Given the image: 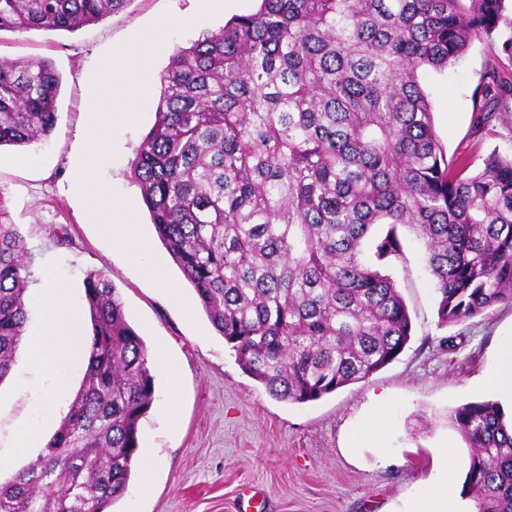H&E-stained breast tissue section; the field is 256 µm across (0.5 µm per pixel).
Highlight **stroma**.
I'll return each mask as SVG.
<instances>
[{"label": "stroma", "mask_w": 512, "mask_h": 512, "mask_svg": "<svg viewBox=\"0 0 512 512\" xmlns=\"http://www.w3.org/2000/svg\"><path fill=\"white\" fill-rule=\"evenodd\" d=\"M257 0H232L224 11L167 36L149 69L147 103L137 124L115 135L116 154L100 169L102 183L129 200L159 266L181 288V300L153 283L99 230L68 179L84 154L92 114V81L103 59L163 15H198L199 0H128L126 6L75 32L2 31L0 63L50 61L61 77L58 120L48 139L0 148V201L26 247L37 284L49 270L82 325H89L84 282L100 272L115 287L129 323L149 354L163 352L179 365V416L167 425L168 380L155 372L157 398L140 423V455L161 460L148 492L133 475L114 512H409L419 485L433 475L431 461L451 452L448 480L456 499L470 449L448 418L452 407L492 398L486 381L500 339L512 336V305L500 304L461 324L438 322L439 294L423 260L424 246L403 237L402 258L386 271L410 312L413 331L402 354L367 379L320 400L291 404L270 396L245 373L235 353L197 305L167 249L159 241L131 177L129 162L155 121L161 74L177 48L237 15ZM510 69L512 58L483 40L472 43L448 70L419 76L435 131L448 156L472 150L512 155V112L489 128L473 124V93L491 68ZM192 312H185V304ZM81 357L67 368V397L47 400L49 380L16 362L0 381V480L8 481L35 460L39 447L17 450L14 436L30 426L42 437L58 428L83 376ZM386 406H378V398ZM384 426L382 445L351 449L353 429L366 416Z\"/></svg>", "instance_id": "1"}]
</instances>
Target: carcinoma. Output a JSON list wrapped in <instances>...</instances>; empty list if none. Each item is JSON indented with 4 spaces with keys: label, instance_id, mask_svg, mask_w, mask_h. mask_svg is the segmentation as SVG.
<instances>
[{
    "label": "carcinoma",
    "instance_id": "carcinoma-1",
    "mask_svg": "<svg viewBox=\"0 0 512 512\" xmlns=\"http://www.w3.org/2000/svg\"><path fill=\"white\" fill-rule=\"evenodd\" d=\"M127 0H0V32H74ZM505 0H260L178 48L131 161L158 238L240 367L276 399L316 401L403 352L412 320L385 262L421 240L445 325L512 304V156L448 159L418 74L476 39L512 56ZM60 78L0 64V147L56 124ZM512 71L474 92L499 119ZM378 224L385 233L369 239ZM25 245L0 203V381L27 322ZM82 385L37 459L0 483V512H109L155 401L144 340L101 273L85 282ZM469 442L474 512H512V421L500 404L448 411Z\"/></svg>",
    "mask_w": 512,
    "mask_h": 512
}]
</instances>
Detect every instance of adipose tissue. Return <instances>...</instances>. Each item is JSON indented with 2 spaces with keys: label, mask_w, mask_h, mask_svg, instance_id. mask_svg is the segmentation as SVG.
Returning <instances> with one entry per match:
<instances>
[{
  "label": "adipose tissue",
  "mask_w": 512,
  "mask_h": 512,
  "mask_svg": "<svg viewBox=\"0 0 512 512\" xmlns=\"http://www.w3.org/2000/svg\"><path fill=\"white\" fill-rule=\"evenodd\" d=\"M32 301L40 328L27 339L23 358L31 374L52 377L53 394L59 397L68 388L66 365L76 353L87 350L88 340L76 313L65 302L63 289L52 278H44Z\"/></svg>",
  "instance_id": "obj_1"
}]
</instances>
